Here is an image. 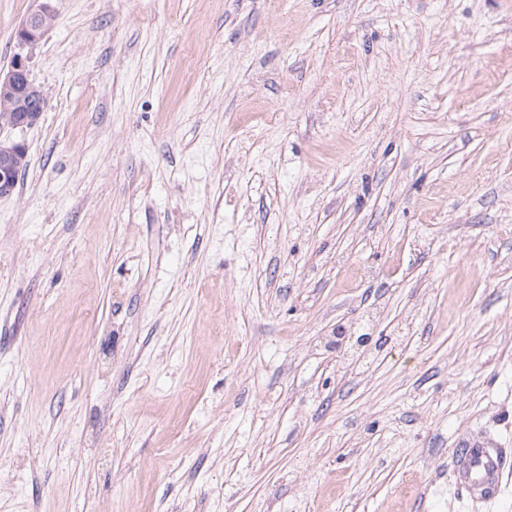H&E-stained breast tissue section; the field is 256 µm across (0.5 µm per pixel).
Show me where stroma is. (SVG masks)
<instances>
[{"instance_id":"1","label":"stroma","mask_w":512,"mask_h":512,"mask_svg":"<svg viewBox=\"0 0 512 512\" xmlns=\"http://www.w3.org/2000/svg\"><path fill=\"white\" fill-rule=\"evenodd\" d=\"M52 4L0 512H488L449 449H512V0Z\"/></svg>"}]
</instances>
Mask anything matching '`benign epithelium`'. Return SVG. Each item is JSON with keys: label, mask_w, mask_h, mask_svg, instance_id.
Returning a JSON list of instances; mask_svg holds the SVG:
<instances>
[{"label": "benign epithelium", "mask_w": 512, "mask_h": 512, "mask_svg": "<svg viewBox=\"0 0 512 512\" xmlns=\"http://www.w3.org/2000/svg\"><path fill=\"white\" fill-rule=\"evenodd\" d=\"M55 20L50 0H43L18 26L15 38L20 48L36 45ZM46 105L40 86L30 77L27 58L17 55L8 72L0 73V130H23L35 125ZM28 150L21 140H0V197L13 194L18 174L27 164Z\"/></svg>", "instance_id": "7a95c632"}]
</instances>
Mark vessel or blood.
Masks as SVG:
<instances>
[{
	"label": "vessel or blood",
	"mask_w": 512,
	"mask_h": 512,
	"mask_svg": "<svg viewBox=\"0 0 512 512\" xmlns=\"http://www.w3.org/2000/svg\"><path fill=\"white\" fill-rule=\"evenodd\" d=\"M451 475L457 490L473 502L497 506L507 489L506 472L512 471V454L486 435L460 436L449 450Z\"/></svg>",
	"instance_id": "1"
}]
</instances>
